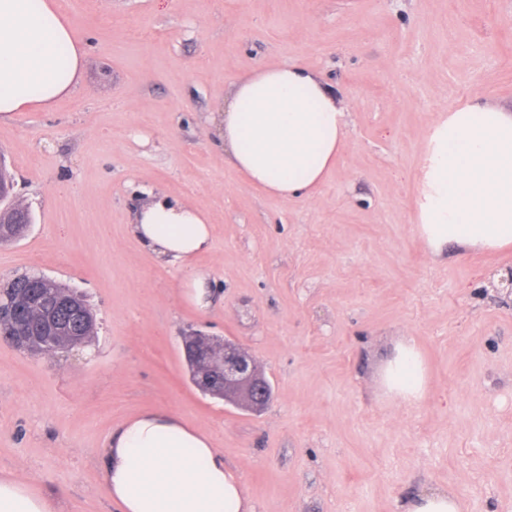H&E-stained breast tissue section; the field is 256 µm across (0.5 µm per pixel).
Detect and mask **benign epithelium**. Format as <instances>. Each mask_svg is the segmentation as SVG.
Wrapping results in <instances>:
<instances>
[{
  "mask_svg": "<svg viewBox=\"0 0 512 512\" xmlns=\"http://www.w3.org/2000/svg\"><path fill=\"white\" fill-rule=\"evenodd\" d=\"M29 217V208L9 201L0 194V222L13 221L18 216ZM47 278L34 275L27 279L28 286L40 289L41 295L50 298L55 307H67L77 317H84L80 296L60 295L44 289ZM55 311H48L42 320V347L33 350L35 354H46L50 348L61 350L79 344V337L70 336L63 344L55 343V337L62 335ZM185 358L190 361L198 374L199 389L206 395L219 396L224 401L241 403L254 411H262L269 404L271 390L254 357L237 343L218 340L200 332L189 333L182 340Z\"/></svg>",
  "mask_w": 512,
  "mask_h": 512,
  "instance_id": "1",
  "label": "benign epithelium"
}]
</instances>
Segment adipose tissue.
Returning a JSON list of instances; mask_svg holds the SVG:
<instances>
[{
	"mask_svg": "<svg viewBox=\"0 0 512 512\" xmlns=\"http://www.w3.org/2000/svg\"><path fill=\"white\" fill-rule=\"evenodd\" d=\"M67 58H60V50ZM85 53L55 0H0V118L48 109L79 83ZM349 110L334 89L297 63L264 64L238 77L214 134L232 167L266 196H312L346 146ZM423 247L498 252L512 247V110L467 101L440 113L424 137L414 202ZM139 243L187 270L181 286L211 304L192 260L212 245L206 214L149 196L133 216ZM427 383L413 340L397 343L382 368L385 396L413 406ZM119 512H254L241 476L210 437L180 416L144 411L114 428L101 463ZM0 512H61L53 496L0 473Z\"/></svg>",
	"mask_w": 512,
	"mask_h": 512,
	"instance_id": "ef3b65f1",
	"label": "adipose tissue"
}]
</instances>
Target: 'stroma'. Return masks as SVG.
<instances>
[{"mask_svg": "<svg viewBox=\"0 0 512 512\" xmlns=\"http://www.w3.org/2000/svg\"><path fill=\"white\" fill-rule=\"evenodd\" d=\"M85 46L49 110L0 120V160L33 221L0 245V280L83 292L90 343L34 356L0 342V471L64 512H117L108 435L179 413L237 468L256 512H403L424 490L463 512H512V252L429 254L414 230L424 135L468 100L512 110V0H56ZM299 61L350 108L349 138L311 198L263 195L210 119L262 62ZM165 194L204 210L212 304L200 311L131 230ZM238 342L272 385L259 413L198 391L181 339ZM404 338L423 401L384 398Z\"/></svg>", "mask_w": 512, "mask_h": 512, "instance_id": "stroma-1", "label": "stroma"}]
</instances>
